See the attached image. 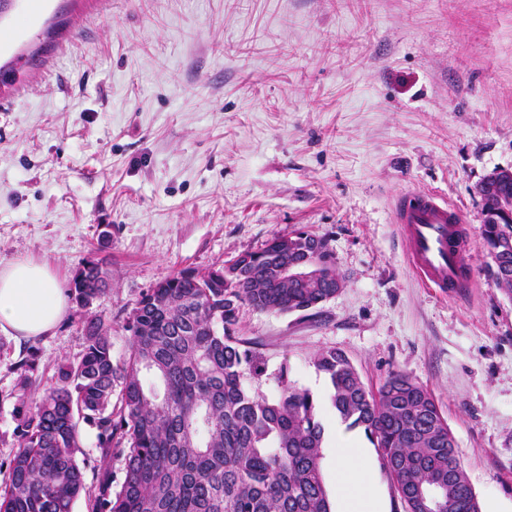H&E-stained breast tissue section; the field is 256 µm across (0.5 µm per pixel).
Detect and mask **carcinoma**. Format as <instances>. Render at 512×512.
<instances>
[{
	"instance_id": "obj_1",
	"label": "carcinoma",
	"mask_w": 512,
	"mask_h": 512,
	"mask_svg": "<svg viewBox=\"0 0 512 512\" xmlns=\"http://www.w3.org/2000/svg\"><path fill=\"white\" fill-rule=\"evenodd\" d=\"M489 212L512 200V183L476 187ZM496 289L512 301V223L482 225ZM288 271H283V268ZM327 241L303 230L277 234L260 252L242 253L204 273L182 270L142 296L125 320L127 353L112 357L110 327L84 323L85 352L57 364L50 385L19 362L14 404L18 452L0 484V512H332L322 475L321 401L288 381L265 397L248 384L264 374L257 344L235 335L239 308L308 312L336 296ZM109 286L99 260L74 273L81 306ZM329 401L347 428H361L381 458L404 512H425L421 491L441 490V512H481L462 458L434 396L401 372L378 390L335 348L313 358ZM153 374L159 386L147 388ZM95 431L102 461L124 457L112 488L101 465L96 484L78 463L81 425Z\"/></svg>"
}]
</instances>
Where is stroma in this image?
Instances as JSON below:
<instances>
[{"instance_id": "obj_1", "label": "stroma", "mask_w": 512, "mask_h": 512, "mask_svg": "<svg viewBox=\"0 0 512 512\" xmlns=\"http://www.w3.org/2000/svg\"><path fill=\"white\" fill-rule=\"evenodd\" d=\"M20 57L0 87V267L29 257L67 289L95 258L111 286L46 336L0 333V465L21 359L51 381L93 315L121 359L157 282L301 228L345 286L307 313L241 307L259 392L277 396L287 365L328 426L316 352L343 351L374 389L405 373L441 406L482 512H512V301L484 271L475 190L512 167V0H17L0 66ZM408 191L463 212L459 295L417 277L393 219Z\"/></svg>"}]
</instances>
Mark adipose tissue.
<instances>
[{"label":"adipose tissue","instance_id":"adipose-tissue-1","mask_svg":"<svg viewBox=\"0 0 512 512\" xmlns=\"http://www.w3.org/2000/svg\"><path fill=\"white\" fill-rule=\"evenodd\" d=\"M58 278L32 259L0 267V333L17 340L48 334L67 312ZM336 500L339 512H378L373 483L362 473L357 440L336 436Z\"/></svg>","mask_w":512,"mask_h":512}]
</instances>
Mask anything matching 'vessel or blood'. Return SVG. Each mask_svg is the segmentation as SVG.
I'll use <instances>...</instances> for the list:
<instances>
[{"mask_svg":"<svg viewBox=\"0 0 512 512\" xmlns=\"http://www.w3.org/2000/svg\"><path fill=\"white\" fill-rule=\"evenodd\" d=\"M394 212L424 286L444 296L457 294L464 283V250L456 245L463 232L460 211L436 194L411 192L397 201Z\"/></svg>","mask_w":512,"mask_h":512,"instance_id":"vessel-or-blood-1","label":"vessel or blood"}]
</instances>
